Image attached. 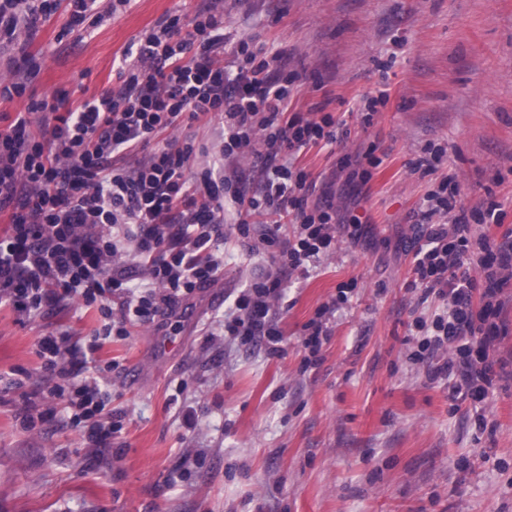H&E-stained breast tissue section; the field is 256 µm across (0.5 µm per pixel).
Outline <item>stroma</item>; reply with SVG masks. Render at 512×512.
<instances>
[{
  "label": "stroma",
  "mask_w": 512,
  "mask_h": 512,
  "mask_svg": "<svg viewBox=\"0 0 512 512\" xmlns=\"http://www.w3.org/2000/svg\"><path fill=\"white\" fill-rule=\"evenodd\" d=\"M208 0H129L104 19L61 36L58 9L26 44L40 64V94H102L117 85L125 50L168 13ZM224 31L280 53L298 76L293 110L321 103L349 135L312 147L298 163L318 185L335 180L339 157L372 151L368 194L358 208L372 245L337 239L308 275L288 277L281 356L218 336L219 321L253 282L276 270L292 231L274 217L276 239L249 254L237 216L221 228L224 270L130 336L106 342L114 437L120 456L96 457L49 396L37 341H75L97 325L73 300L29 318L0 310V374L23 369L25 392L0 387V512H512V280L503 287L502 334L491 351L497 385L477 432L470 403L454 404L447 379L410 363L413 319L438 304L407 290L409 235L431 177L411 165L441 146L438 176L456 173L462 202L503 203L495 238L512 230V0H220ZM386 85L388 100L362 127L363 94ZM356 280L329 323L318 367L306 370L303 325Z\"/></svg>",
  "instance_id": "stroma-1"
}]
</instances>
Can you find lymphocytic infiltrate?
<instances>
[{
	"instance_id": "f902f5d3",
	"label": "lymphocytic infiltrate",
	"mask_w": 512,
	"mask_h": 512,
	"mask_svg": "<svg viewBox=\"0 0 512 512\" xmlns=\"http://www.w3.org/2000/svg\"><path fill=\"white\" fill-rule=\"evenodd\" d=\"M57 0H0V50L32 37L56 10ZM39 65L22 55L20 73L0 81V100L23 108L0 129V210L10 209L11 228L0 236V308L34 317L69 299L96 309L100 324L84 341L58 343L46 336L37 355L64 402L71 425L92 454L110 452L122 427L112 419V392L97 359L103 345L179 298L211 284L224 268L220 236L224 209L243 210L237 224L242 245L252 240L250 215L292 216L296 229L280 251V269L308 274L347 234L360 241L368 227L352 209L371 177L342 158L336 170L353 188L344 206L315 198L316 183L297 160L307 149L330 146L347 132L321 106L292 112L294 74L275 66L264 44L230 40L224 16L205 9L168 14L138 40L129 61L117 68L116 90L83 97L68 107L69 91L37 97L27 78ZM220 119L217 149L169 135L195 122ZM256 154L257 195L246 196L235 162ZM455 176L425 195L409 241L418 303L438 298L446 311L416 318L421 336L409 360L427 365L430 377L446 378L450 398L474 406V421L487 429L481 406L494 386L490 350L501 334L499 295L512 272V239L476 235L473 225L502 224L501 203L459 205ZM140 265L142 287L132 288L127 263ZM478 276H471L470 268ZM340 284L302 327V346L318 357L336 309L356 288ZM281 280L251 284L235 301L237 313L224 330L240 344L281 355L284 334L277 306ZM481 306H474V298ZM91 370V382L70 383L71 369Z\"/></svg>"
}]
</instances>
